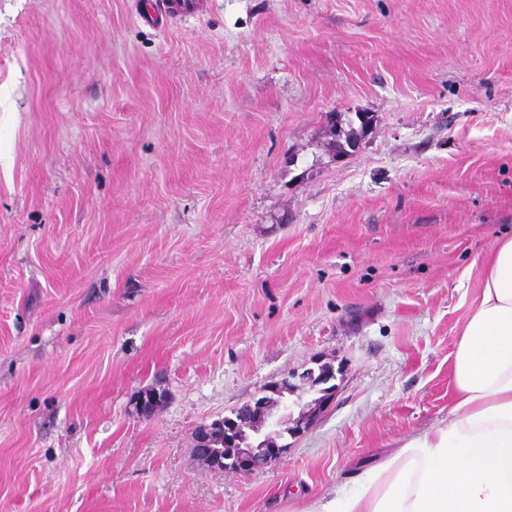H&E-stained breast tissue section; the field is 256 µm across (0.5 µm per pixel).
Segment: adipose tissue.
Listing matches in <instances>:
<instances>
[{
    "label": "adipose tissue",
    "mask_w": 512,
    "mask_h": 512,
    "mask_svg": "<svg viewBox=\"0 0 512 512\" xmlns=\"http://www.w3.org/2000/svg\"><path fill=\"white\" fill-rule=\"evenodd\" d=\"M453 355L451 417L359 465L309 512H512V237L482 261Z\"/></svg>",
    "instance_id": "1"
}]
</instances>
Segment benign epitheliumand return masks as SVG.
<instances>
[{"mask_svg": "<svg viewBox=\"0 0 512 512\" xmlns=\"http://www.w3.org/2000/svg\"><path fill=\"white\" fill-rule=\"evenodd\" d=\"M336 369L330 364H320L301 373L282 378L264 389V395L257 398L251 409L258 412L261 427L249 436L239 429L238 422L226 416L224 419L201 427L196 435L197 453L218 467L225 466L244 472L263 470L277 464L283 458L285 446L278 444L284 435H296L298 429L282 428L283 417L291 414L286 394H292L298 386H305L318 394L313 405L328 404L336 393ZM224 437L227 447L226 458L217 455L212 440Z\"/></svg>", "mask_w": 512, "mask_h": 512, "instance_id": "1", "label": "benign epithelium"}]
</instances>
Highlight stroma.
Masks as SVG:
<instances>
[{"instance_id": "1", "label": "stroma", "mask_w": 512, "mask_h": 512, "mask_svg": "<svg viewBox=\"0 0 512 512\" xmlns=\"http://www.w3.org/2000/svg\"><path fill=\"white\" fill-rule=\"evenodd\" d=\"M143 2L0 0V512H307L448 421L512 235V0ZM317 361L279 463L197 455ZM148 3L149 10L140 15L141 20L146 23L176 17L185 10V5L179 0H151Z\"/></svg>"}]
</instances>
